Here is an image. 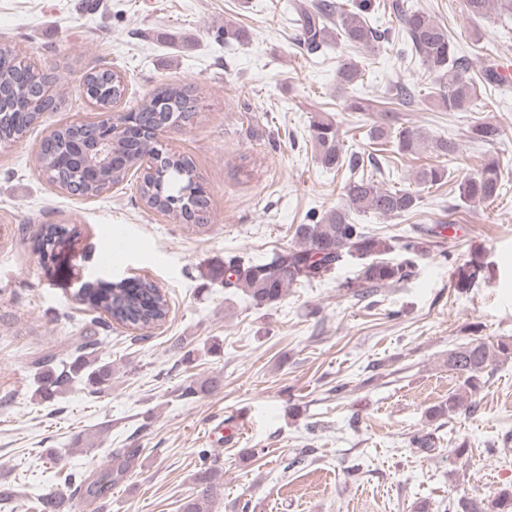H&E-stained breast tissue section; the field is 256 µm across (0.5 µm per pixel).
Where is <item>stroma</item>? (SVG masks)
<instances>
[{"instance_id":"stroma-1","label":"stroma","mask_w":512,"mask_h":512,"mask_svg":"<svg viewBox=\"0 0 512 512\" xmlns=\"http://www.w3.org/2000/svg\"><path fill=\"white\" fill-rule=\"evenodd\" d=\"M408 2L447 26L470 62L479 105L400 112V124L457 139L460 151L447 158L428 146L413 155L384 151V185H407L425 166H447L450 179L426 190L413 218L365 221L388 236L413 223L450 228L423 242L397 286L354 296L346 287L360 271L354 258L256 310L211 279V266L228 255L264 261L293 245L309 212L341 203L348 173L316 161L314 113H334L357 150L366 147L354 136L357 120L378 118L346 110L337 60L359 61L367 72L359 95L381 101L392 82L427 89L434 77L397 43L373 56L343 44L306 51L296 41L293 0H98L91 13L84 0H0V43L28 63L59 69L66 84L58 110L0 146V480L28 471L21 493L29 500L54 488L56 465L97 477L114 449L132 446L140 455L126 479L105 503L81 502L75 512H178L205 458L224 470L213 512H447L449 499L487 498L512 485V360L494 365L475 411L426 417L462 385L448 368L450 349L512 337V86L483 78L486 65L512 59V22L470 17L463 0ZM228 22L248 35L230 49ZM93 65L124 75V112L160 85L195 88V118L158 140L195 163L209 197L207 224L146 208L134 172L97 197L70 194L41 175L42 139L96 116L80 93ZM480 119L493 120L500 139L468 140ZM491 157L505 165V193L457 207V179ZM43 224L76 230L47 264L33 251ZM474 256L484 262L479 280L456 290L455 266ZM126 277L148 278L170 302L166 322L143 339L75 298L81 281ZM215 338L221 354L204 353ZM94 339L102 342L99 358L112 364L111 388L92 394L77 383L35 399L39 373ZM212 373L223 375V386L183 397ZM239 412L247 415L244 439L208 441L213 417ZM425 433L434 450L414 443ZM462 438L472 450L465 467L452 452ZM49 448L59 464L46 458ZM299 452L301 463L289 466Z\"/></svg>"}]
</instances>
